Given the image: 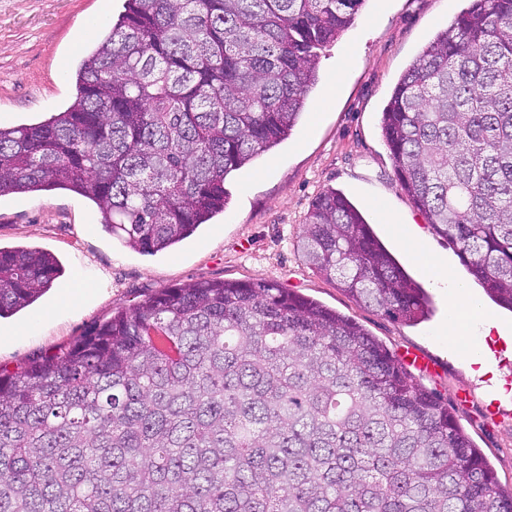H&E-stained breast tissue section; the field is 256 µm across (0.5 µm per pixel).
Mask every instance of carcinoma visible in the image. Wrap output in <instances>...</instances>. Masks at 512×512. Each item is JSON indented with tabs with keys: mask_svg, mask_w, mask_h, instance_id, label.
I'll return each instance as SVG.
<instances>
[{
	"mask_svg": "<svg viewBox=\"0 0 512 512\" xmlns=\"http://www.w3.org/2000/svg\"><path fill=\"white\" fill-rule=\"evenodd\" d=\"M363 2L124 0L68 108L0 127V197L74 192L120 245L176 246L289 139ZM382 132L401 190L512 310V0H469L400 76ZM298 248L358 305L428 315L336 190ZM60 273L0 248V318ZM0 512H512V491L357 322L273 283L197 281L0 368Z\"/></svg>",
	"mask_w": 512,
	"mask_h": 512,
	"instance_id": "carcinoma-1",
	"label": "carcinoma"
}]
</instances>
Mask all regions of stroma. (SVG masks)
I'll return each instance as SVG.
<instances>
[{
  "mask_svg": "<svg viewBox=\"0 0 512 512\" xmlns=\"http://www.w3.org/2000/svg\"><path fill=\"white\" fill-rule=\"evenodd\" d=\"M123 0H0V125L26 126L64 111L75 96L73 74L122 9ZM468 0H366L354 23L327 47L304 120L288 141L231 182L223 215L174 250L144 255L121 246L81 196L55 190L0 198V247L33 245L54 253L65 277L89 285L79 308L58 304L60 286L13 317L0 318V365L78 339L155 291L189 281L273 282L358 322L394 354L416 351L429 369L419 383L447 402L501 485L512 490V345L498 343L492 376L468 362L462 336L438 335L445 297L402 245L418 243L467 281L483 309L512 332V312L471 281L456 250L437 236L400 189L382 136L381 113L401 74ZM342 191L362 209L383 243L429 297L428 319L407 324L356 304L314 273L297 249L304 217L324 190ZM400 224L395 238L382 214ZM392 222V223H393Z\"/></svg>",
  "mask_w": 512,
  "mask_h": 512,
  "instance_id": "35a3bbf8",
  "label": "stroma"
}]
</instances>
